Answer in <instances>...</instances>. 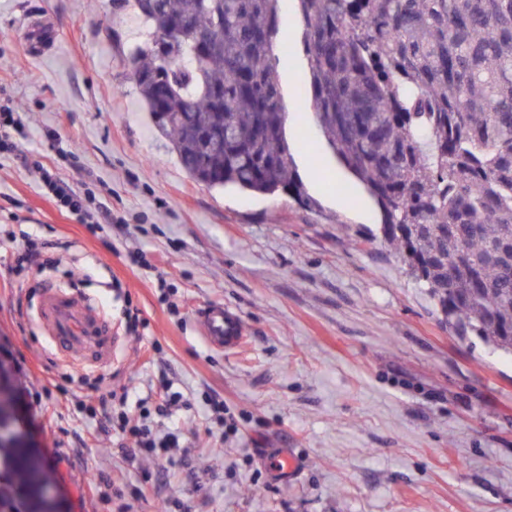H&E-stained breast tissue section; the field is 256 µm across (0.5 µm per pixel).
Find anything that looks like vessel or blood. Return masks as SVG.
Masks as SVG:
<instances>
[{"instance_id":"1","label":"vessel or blood","mask_w":512,"mask_h":512,"mask_svg":"<svg viewBox=\"0 0 512 512\" xmlns=\"http://www.w3.org/2000/svg\"><path fill=\"white\" fill-rule=\"evenodd\" d=\"M41 317L54 340L78 358L92 363L111 360L116 340L105 322L66 294L58 291L49 294ZM200 322L205 337L213 345L234 349L244 339L239 319L224 306L205 310Z\"/></svg>"}]
</instances>
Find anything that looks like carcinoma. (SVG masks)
I'll return each instance as SVG.
<instances>
[{
  "label": "carcinoma",
  "mask_w": 512,
  "mask_h": 512,
  "mask_svg": "<svg viewBox=\"0 0 512 512\" xmlns=\"http://www.w3.org/2000/svg\"><path fill=\"white\" fill-rule=\"evenodd\" d=\"M279 0H133L127 59L191 178L311 204L284 132ZM318 126L442 322L512 356V0H298ZM224 138L209 148L204 135ZM0 445V512H28Z\"/></svg>",
  "instance_id": "1"
}]
</instances>
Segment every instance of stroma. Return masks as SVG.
Segmentation results:
<instances>
[{
  "mask_svg": "<svg viewBox=\"0 0 512 512\" xmlns=\"http://www.w3.org/2000/svg\"><path fill=\"white\" fill-rule=\"evenodd\" d=\"M30 25L47 39L37 57ZM303 32L298 0H279L284 131L311 209L191 179L124 60L145 33L131 11L0 0V85L32 116L0 151V362L69 512H512V359L450 335L382 238L362 239L382 214L316 122ZM34 159L124 223H76ZM54 291L104 317L110 362L79 367L56 344L41 319ZM212 305L240 317L239 348L204 338ZM123 411L179 429L180 450L130 464L104 426Z\"/></svg>",
  "mask_w": 512,
  "mask_h": 512,
  "instance_id": "35a3bbf8",
  "label": "stroma"
}]
</instances>
